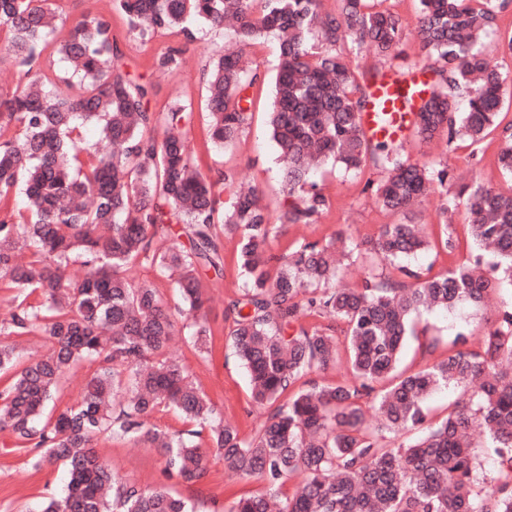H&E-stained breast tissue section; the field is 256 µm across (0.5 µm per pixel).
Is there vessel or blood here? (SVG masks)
Segmentation results:
<instances>
[{
    "mask_svg": "<svg viewBox=\"0 0 512 512\" xmlns=\"http://www.w3.org/2000/svg\"><path fill=\"white\" fill-rule=\"evenodd\" d=\"M415 88L416 78L411 74L389 77L376 84L373 107L362 115V125L369 137L397 139L411 130L409 105Z\"/></svg>",
    "mask_w": 512,
    "mask_h": 512,
    "instance_id": "obj_1",
    "label": "vessel or blood"
}]
</instances>
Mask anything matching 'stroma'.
Wrapping results in <instances>:
<instances>
[{
  "mask_svg": "<svg viewBox=\"0 0 512 512\" xmlns=\"http://www.w3.org/2000/svg\"><path fill=\"white\" fill-rule=\"evenodd\" d=\"M58 3L62 14L60 29L64 32L83 15L111 16L112 25L120 34L119 46L124 54L126 69L131 76H141L153 82L154 103L162 105L179 99L191 104L193 122L188 130V138L198 153L203 175L214 178L225 170L236 172L242 181L262 189L269 212L278 215L282 202L281 165L277 147L266 124L272 103L270 79L276 65L272 41L258 44L252 50L267 81L250 91L253 116L249 127L235 146L208 149L204 146L207 117L203 110L205 89L202 71L211 55L225 43V35L212 32L204 23H195L196 39L188 46L183 68L159 72L154 68V59L173 47L172 38L159 35L144 44L125 36V25L120 16L113 14L111 0H58ZM386 7L401 19L404 27L402 54L393 60V68L415 72L419 80H428L430 63L422 56L416 36L418 0H387ZM405 147L411 160H436L447 164L451 175L449 192L458 191L462 184L474 179L496 188H504L512 183L503 176L498 163L503 147L500 134H491L475 147L460 142L449 150L438 144L421 145L409 136L405 139ZM380 178V171L371 167L358 177L325 169L319 181L330 199L329 210L318 223L286 225L273 242L274 250L283 251L286 243L297 239L322 242L340 231L356 238L375 232L378 225L391 222V215L380 211L370 195L363 191L366 181L376 182ZM237 244V239L224 238L220 268H206L201 272V279L211 298L207 313L212 329L208 353L196 352L185 338L180 337L172 343L168 355L187 368L224 421L237 426L240 435L248 439L258 431L267 413L252 405L247 371L227 338L230 321L225 308L229 299L242 292V282L236 268ZM496 317V312L476 309L465 303L450 312H421L414 318L418 337L408 345L402 362L403 369L414 372L445 359L448 346L458 331H468L475 337L483 336ZM432 338L437 341L436 348L424 351L423 340ZM98 446L111 467L131 481L146 487L159 478L161 458L156 449L135 447L106 437L100 438ZM208 467L209 474L204 481L175 487L178 494L195 505L197 512H224L235 497L253 494L264 488L262 482L254 479L229 478L224 472V462L217 453H210ZM66 480L67 474L63 468L33 467L29 453L17 447L14 437L0 432V512H36L43 499L62 493Z\"/></svg>",
  "mask_w": 512,
  "mask_h": 512,
  "instance_id": "35a3bbf8",
  "label": "stroma"
}]
</instances>
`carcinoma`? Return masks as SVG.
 <instances>
[{
	"instance_id": "obj_1",
	"label": "carcinoma",
	"mask_w": 512,
	"mask_h": 512,
	"mask_svg": "<svg viewBox=\"0 0 512 512\" xmlns=\"http://www.w3.org/2000/svg\"><path fill=\"white\" fill-rule=\"evenodd\" d=\"M113 0L129 36L145 42L167 32L193 41L187 26L201 21L230 29L233 45L203 71L209 123L206 143L232 146L252 119L249 90L263 82L247 49L271 36L278 45L268 127L283 173V200L271 222L262 191L228 170L204 176L190 147L191 109L151 107L154 87L123 71L112 20L86 15L63 38L53 0H0V59L20 76L0 94V288L16 289L15 310L0 334L40 331L44 354L21 363L16 345L0 342V431L31 447L37 468L63 466L61 498L37 512H195L173 483L208 474L215 450L224 467L265 484V492L234 500L228 512H512V310L499 312L478 340L456 333L448 357L413 373L399 371L413 318L433 308L486 304L490 292L512 286V189L477 180L448 194V167L412 162L403 145L367 137L361 113L385 64L401 55L403 25L385 0ZM420 50L433 61L420 89L413 126L422 141L479 145L500 126L512 75L492 63L491 40L507 0H419ZM367 50L365 67L340 49ZM186 49L158 55L162 72L182 66ZM80 78L52 71L55 57ZM94 122L99 137L84 144L78 122ZM347 174L372 166L384 173L365 189L382 211L401 215L357 240L296 241L282 253L272 243L288 224H314L329 208L312 174L327 163ZM25 187L18 208L12 193ZM439 237L430 239L411 213L435 191ZM464 212L475 249L493 258L463 262L421 277L402 265L431 248H458L453 217ZM171 224L184 225L189 248H162ZM239 237L244 279L230 300L228 338L251 382L252 402L270 409L250 439L216 415L187 369L167 357L188 330L199 353L212 335L200 268L219 269L222 237ZM372 254L398 268L397 278L371 275L355 288L341 284L340 256ZM80 260L82 277L67 273ZM158 267L179 290L188 323L159 291L130 277L137 264ZM347 341L350 377L314 383L284 404L279 398L309 371L339 360ZM98 368L79 403L49 408L67 371L79 361ZM441 388L469 394L433 421L426 397ZM161 407L181 413L176 434L148 424ZM419 434L396 448L383 441ZM101 436L154 448L159 480L143 488L111 469ZM493 461L492 488L483 481L477 439ZM301 477L282 495L288 480Z\"/></svg>"
}]
</instances>
